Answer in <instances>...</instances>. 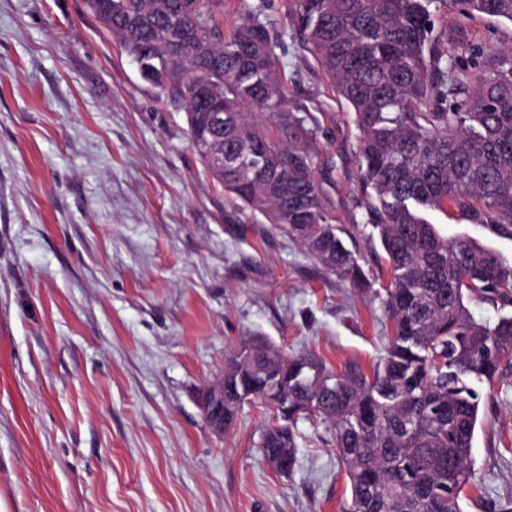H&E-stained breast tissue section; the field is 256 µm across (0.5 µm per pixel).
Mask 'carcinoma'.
Returning <instances> with one entry per match:
<instances>
[{"label":"carcinoma","mask_w":512,"mask_h":512,"mask_svg":"<svg viewBox=\"0 0 512 512\" xmlns=\"http://www.w3.org/2000/svg\"><path fill=\"white\" fill-rule=\"evenodd\" d=\"M159 97L181 101L205 172L232 198L301 242L328 270L369 285L330 223L315 176L313 131L285 87L264 5L224 31V0H86ZM308 49L352 108L365 223L389 274L392 334L366 373L288 355L250 336L224 363V429L245 398L276 404L288 425L260 448L296 464L301 415L334 424L349 512H463L473 480L477 384L512 368V315L476 320L477 299L512 304V264L449 240L424 217L458 213L512 235V55L484 50L467 97L448 103V54L432 38L442 10L512 22V0H293ZM224 102V125L210 100ZM224 158L219 163L218 158Z\"/></svg>","instance_id":"1"}]
</instances>
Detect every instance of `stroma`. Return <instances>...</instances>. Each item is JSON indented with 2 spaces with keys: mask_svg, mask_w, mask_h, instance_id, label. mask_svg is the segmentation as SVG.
<instances>
[{
  "mask_svg": "<svg viewBox=\"0 0 512 512\" xmlns=\"http://www.w3.org/2000/svg\"><path fill=\"white\" fill-rule=\"evenodd\" d=\"M290 99L314 131L324 205L370 285L317 264L241 209L158 90L85 0H0V507L5 512H344L332 423L295 424L281 475L258 446L269 411L214 434L196 404L248 336L336 371H371L391 334L349 104L305 48L292 0H265ZM433 37L472 92L512 22L444 11ZM441 235L512 262V237L441 212ZM463 512H512V372L479 386Z\"/></svg>",
  "mask_w": 512,
  "mask_h": 512,
  "instance_id": "1",
  "label": "stroma"
}]
</instances>
